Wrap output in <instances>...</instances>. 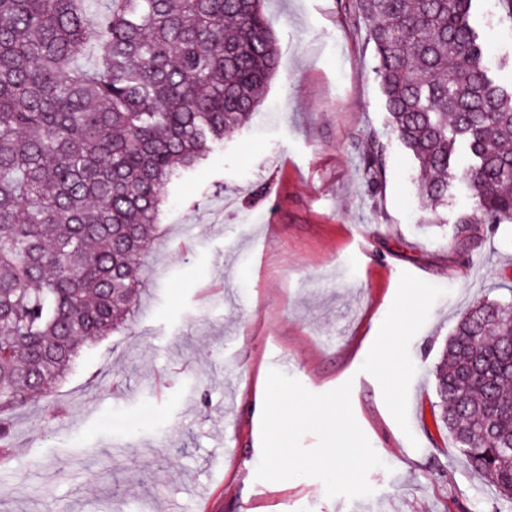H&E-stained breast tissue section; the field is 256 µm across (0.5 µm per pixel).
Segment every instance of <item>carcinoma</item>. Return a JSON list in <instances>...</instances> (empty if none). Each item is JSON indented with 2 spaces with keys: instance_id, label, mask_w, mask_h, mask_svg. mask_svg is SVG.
Masks as SVG:
<instances>
[{
  "instance_id": "carcinoma-1",
  "label": "carcinoma",
  "mask_w": 512,
  "mask_h": 512,
  "mask_svg": "<svg viewBox=\"0 0 512 512\" xmlns=\"http://www.w3.org/2000/svg\"><path fill=\"white\" fill-rule=\"evenodd\" d=\"M0 0V415L50 396L88 344L126 326L132 270L164 188L245 127L278 69L263 0ZM367 25L393 133L455 237L512 223V85L474 0H349ZM374 140L363 175L380 182ZM440 418L512 503V301L458 322L436 370Z\"/></svg>"
}]
</instances>
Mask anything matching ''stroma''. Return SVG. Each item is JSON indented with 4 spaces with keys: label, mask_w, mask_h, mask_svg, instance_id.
Segmentation results:
<instances>
[{
    "label": "stroma",
    "mask_w": 512,
    "mask_h": 512,
    "mask_svg": "<svg viewBox=\"0 0 512 512\" xmlns=\"http://www.w3.org/2000/svg\"><path fill=\"white\" fill-rule=\"evenodd\" d=\"M347 3L265 0L279 67L262 106L166 186L127 327L12 413L0 512H512L441 422L434 376L467 309L512 299V224L457 240L462 192L431 221ZM472 22L512 80V18L476 0ZM373 137L385 148L375 190L362 165ZM382 335L401 368L393 398L371 359ZM274 368L318 394L351 383L383 462L371 496L256 479L258 382Z\"/></svg>",
    "instance_id": "stroma-1"
}]
</instances>
